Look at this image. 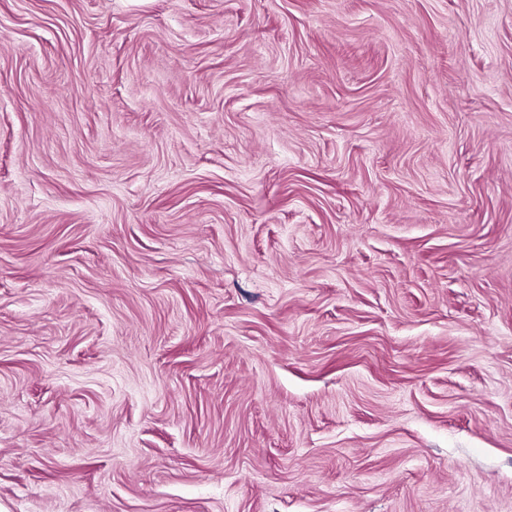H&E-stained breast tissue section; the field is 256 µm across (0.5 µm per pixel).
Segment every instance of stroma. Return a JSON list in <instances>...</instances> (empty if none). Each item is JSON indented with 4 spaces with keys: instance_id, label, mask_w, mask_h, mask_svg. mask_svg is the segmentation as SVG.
<instances>
[{
    "instance_id": "obj_1",
    "label": "stroma",
    "mask_w": 512,
    "mask_h": 512,
    "mask_svg": "<svg viewBox=\"0 0 512 512\" xmlns=\"http://www.w3.org/2000/svg\"><path fill=\"white\" fill-rule=\"evenodd\" d=\"M0 512H512V0H0Z\"/></svg>"
}]
</instances>
